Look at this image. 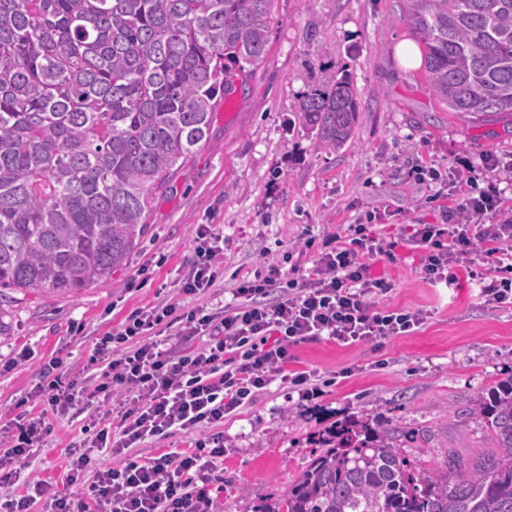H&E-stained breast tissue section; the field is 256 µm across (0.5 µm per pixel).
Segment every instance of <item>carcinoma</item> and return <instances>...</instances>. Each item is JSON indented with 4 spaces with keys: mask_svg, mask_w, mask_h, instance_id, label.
Returning a JSON list of instances; mask_svg holds the SVG:
<instances>
[{
    "mask_svg": "<svg viewBox=\"0 0 512 512\" xmlns=\"http://www.w3.org/2000/svg\"><path fill=\"white\" fill-rule=\"evenodd\" d=\"M437 96L512 112V0H406ZM271 0H0V288L77 294L125 266L152 195L266 51ZM296 112L317 146L359 106L325 76ZM487 447L419 473L402 433L347 419L265 512H512V374L475 400Z\"/></svg>",
    "mask_w": 512,
    "mask_h": 512,
    "instance_id": "1",
    "label": "carcinoma"
}]
</instances>
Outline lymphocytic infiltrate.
<instances>
[{
    "label": "lymphocytic infiltrate",
    "instance_id": "f902f5d3",
    "mask_svg": "<svg viewBox=\"0 0 512 512\" xmlns=\"http://www.w3.org/2000/svg\"><path fill=\"white\" fill-rule=\"evenodd\" d=\"M444 223L416 224L409 241L420 249L419 269L426 282L457 287L466 271L487 303L512 304V217L505 216L495 179L476 188L471 178L453 174L448 181ZM498 223H485L487 215ZM222 237L210 227L196 230L186 294L212 288V261ZM396 244L353 224L347 235H333L301 279H285L279 263H265L253 277L240 279L233 303L213 313L169 303L135 309L96 342L90 363L106 368L95 388L110 411L91 415L82 428L86 453L69 456V482L91 467L92 448L110 449L118 466L95 470L86 492L71 494L34 481L51 512H216L206 486L224 460L222 437L150 460H135L146 440L176 431L201 432L235 414L281 376L292 347L328 337L337 344L377 342L415 332L427 319L422 310L372 304L391 285L374 274L375 257L394 258ZM176 326L183 338H204L199 351L174 356L149 337L160 324ZM117 427H110L111 414ZM51 429L44 414L0 423L10 448L0 457V488L13 485ZM92 468V467H91Z\"/></svg>",
    "mask_w": 512,
    "mask_h": 512
}]
</instances>
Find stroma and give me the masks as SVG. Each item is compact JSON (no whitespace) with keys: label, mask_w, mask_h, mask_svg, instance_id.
Segmentation results:
<instances>
[{"label":"stroma","mask_w":512,"mask_h":512,"mask_svg":"<svg viewBox=\"0 0 512 512\" xmlns=\"http://www.w3.org/2000/svg\"><path fill=\"white\" fill-rule=\"evenodd\" d=\"M416 37L405 0H272L265 54L247 82L217 102L206 143L154 196L148 229L126 265L73 297L0 295V417L37 404L44 365L56 358L83 365L97 338L133 309L166 301L223 306L236 280L268 261L301 277L324 236L350 224L400 239L415 222L440 223L418 169L445 174L466 160L476 177L489 170L499 176L512 206V115L449 111L426 69L396 64L395 45ZM341 72L356 91L358 122L346 145L324 150L295 106L326 75ZM200 224L223 232L224 259L208 294L184 296L179 281ZM374 268L393 283L384 304L424 310L427 321L378 346L319 339L294 347L288 372H315L322 394L306 401L277 380L213 426L224 439V468L210 486L221 512H256L282 499L318 437L349 418L379 415L423 435L406 450L421 468L451 450L472 456L484 449L470 408L512 374V310L485 304L475 287L430 285L408 258H380ZM73 322L83 325L81 335L70 334ZM25 347L33 358L16 361ZM348 366L354 374L340 377ZM46 420L52 433L30 469L80 493L92 475L68 484L65 463L83 438L82 421L52 412Z\"/></svg>","instance_id":"stroma-1"}]
</instances>
